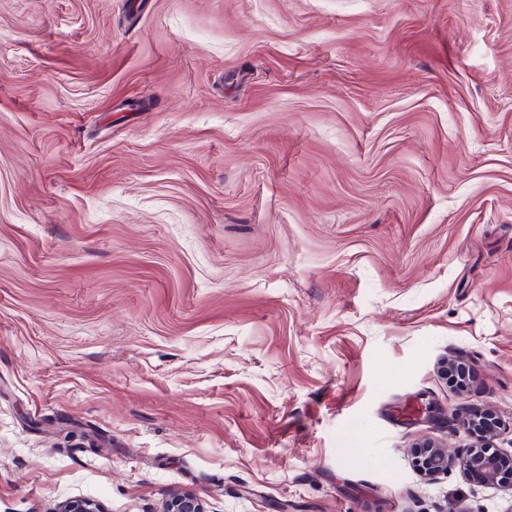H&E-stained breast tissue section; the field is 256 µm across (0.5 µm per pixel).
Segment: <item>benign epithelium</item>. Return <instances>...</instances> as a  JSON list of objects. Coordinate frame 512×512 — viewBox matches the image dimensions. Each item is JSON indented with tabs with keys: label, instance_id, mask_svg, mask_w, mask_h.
Returning a JSON list of instances; mask_svg holds the SVG:
<instances>
[{
	"label": "benign epithelium",
	"instance_id": "7a95c632",
	"mask_svg": "<svg viewBox=\"0 0 512 512\" xmlns=\"http://www.w3.org/2000/svg\"><path fill=\"white\" fill-rule=\"evenodd\" d=\"M466 364L460 357L453 356L441 363L440 372L452 375L455 390L462 394L468 389V382L460 380L458 373L465 371ZM484 423L482 432L481 451L471 450L463 455L450 456L431 441L412 445V455L418 470L425 475H435L448 470L458 469L467 477H475L482 483L495 486L502 474V456L498 453L485 451L488 441L496 435V424L491 418V412L484 407H468L465 411L463 424L467 430H472L479 423ZM57 512H103V508L95 500L86 497H73L59 505ZM161 512H206L203 501L189 491L172 493L165 501Z\"/></svg>",
	"mask_w": 512,
	"mask_h": 512
}]
</instances>
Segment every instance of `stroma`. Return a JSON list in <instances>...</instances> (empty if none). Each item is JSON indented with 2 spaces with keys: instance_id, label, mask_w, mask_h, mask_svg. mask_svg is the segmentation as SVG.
I'll list each match as a JSON object with an SVG mask.
<instances>
[{
  "instance_id": "1",
  "label": "stroma",
  "mask_w": 512,
  "mask_h": 512,
  "mask_svg": "<svg viewBox=\"0 0 512 512\" xmlns=\"http://www.w3.org/2000/svg\"><path fill=\"white\" fill-rule=\"evenodd\" d=\"M482 403L512 0H0V512H512ZM464 414L463 424L473 435H477V433L474 434L472 429L479 424V419H484L483 423L486 427L481 433L485 437L482 439V443L466 454L454 457L449 456L443 448L434 442L415 443L412 445L414 448L412 455L413 458L416 455L418 470L424 475L431 476L454 467L467 477H476L485 485L495 486L503 472V457L495 452L476 451V448H488V441L496 435L497 426L490 418L491 412L484 407H468ZM161 512H206L203 501L189 491L172 493L165 501Z\"/></svg>"
}]
</instances>
